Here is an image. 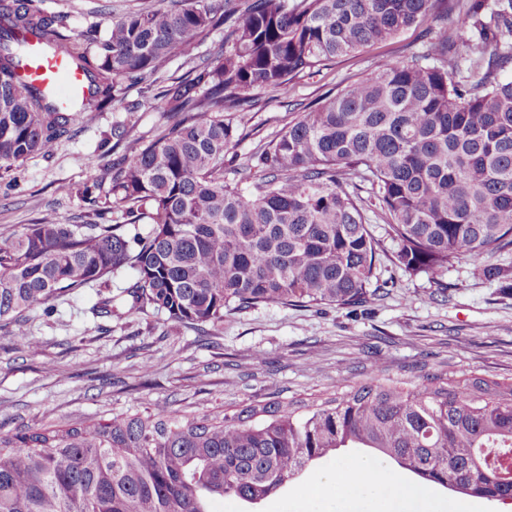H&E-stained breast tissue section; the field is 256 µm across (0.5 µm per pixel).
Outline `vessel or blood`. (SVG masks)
<instances>
[{
    "mask_svg": "<svg viewBox=\"0 0 512 512\" xmlns=\"http://www.w3.org/2000/svg\"><path fill=\"white\" fill-rule=\"evenodd\" d=\"M21 77L47 91L64 109L73 98L86 91L85 76L72 65L68 49L58 46L48 50L34 38L28 43Z\"/></svg>",
    "mask_w": 512,
    "mask_h": 512,
    "instance_id": "1",
    "label": "vessel or blood"
}]
</instances>
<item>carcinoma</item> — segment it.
<instances>
[{"mask_svg": "<svg viewBox=\"0 0 512 512\" xmlns=\"http://www.w3.org/2000/svg\"><path fill=\"white\" fill-rule=\"evenodd\" d=\"M41 0H0V163L53 154L75 117L105 112L123 81L143 82L190 41L224 31V48L165 86L160 137L129 145L110 187L84 190L93 219L43 218L0 233V322L18 346L25 313L124 268L138 310L196 328L262 304L368 299L379 261L372 223L395 261L436 276L459 258L487 280L512 251V0H171L123 13L82 46ZM421 27L410 58L294 118L255 157L246 186L224 180L234 141L224 113L251 92H284L338 58ZM64 45L87 79L60 110L18 69L27 36ZM122 212L125 223L104 215ZM146 224V232L127 231ZM368 448L422 481L512 501V381L478 375L408 384L373 369L301 413L272 400L230 416L165 407L47 423L0 435V512H212L216 498L257 504L313 463Z\"/></svg>", "mask_w": 512, "mask_h": 512, "instance_id": "cac0c4a2", "label": "carcinoma"}]
</instances>
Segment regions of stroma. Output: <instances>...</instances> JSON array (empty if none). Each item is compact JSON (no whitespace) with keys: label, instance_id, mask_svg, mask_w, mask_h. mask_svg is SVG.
<instances>
[{"label":"stroma","instance_id":"obj_1","mask_svg":"<svg viewBox=\"0 0 512 512\" xmlns=\"http://www.w3.org/2000/svg\"><path fill=\"white\" fill-rule=\"evenodd\" d=\"M163 0H43L45 11L66 16L76 35L105 31L129 10L161 7ZM224 41L217 31L194 39L184 57L164 63L156 82L126 86L113 110L94 112L71 127L51 157L36 156L0 169V229H22L49 216L84 223V187L108 188L118 153L103 152L112 125H126L128 142L160 136L168 120L159 112L162 86L184 75ZM420 28L347 56L313 78H300L288 93L254 90L255 106L225 113L234 143L224 155V178L234 182L260 148L280 135L301 107L325 92L371 73L377 60L401 59L422 45ZM72 192L58 193L59 183ZM381 261L374 296L355 307L260 305L232 311L220 328L166 323L163 315L132 309L121 296L134 276L124 269L109 289L112 314L90 312L98 299L88 288L56 304L52 314L29 312L32 342L20 348L0 330V434L50 422L141 413L159 406L185 414H227L269 400L309 405L359 384L375 367L394 379L419 382L433 375L475 374L512 379V286L487 280L462 258L438 277L405 273L395 262L397 243L375 224ZM53 372H45V364ZM337 458L290 481L255 507L256 512H406L389 485L379 493L353 488L343 498L321 497L317 475L334 472ZM429 512H512V504L468 498L428 486Z\"/></svg>","mask_w":512,"mask_h":512}]
</instances>
